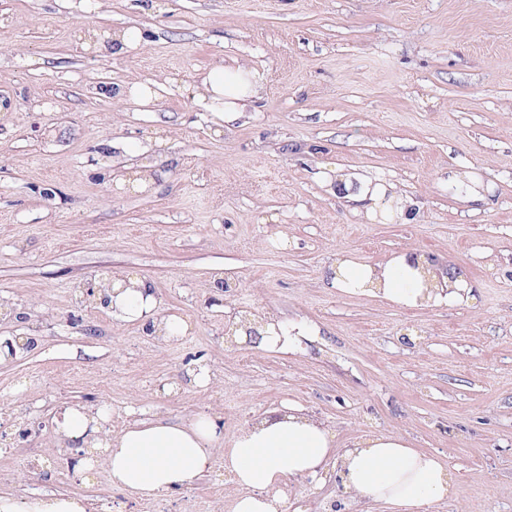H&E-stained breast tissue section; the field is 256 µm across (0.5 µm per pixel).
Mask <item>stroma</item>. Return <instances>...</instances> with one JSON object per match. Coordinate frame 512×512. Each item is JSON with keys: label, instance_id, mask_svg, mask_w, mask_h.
Masks as SVG:
<instances>
[{"label": "stroma", "instance_id": "stroma-1", "mask_svg": "<svg viewBox=\"0 0 512 512\" xmlns=\"http://www.w3.org/2000/svg\"><path fill=\"white\" fill-rule=\"evenodd\" d=\"M140 30L117 55L100 39ZM264 79L221 124L193 103L214 66ZM138 82L147 105L119 104ZM0 497L65 493L86 512H205L222 456L194 486L145 499L95 467L44 453L64 409L108 397L110 424L254 419L302 408L338 449L379 432L440 455L458 486L428 512H512V0H0ZM334 169L396 185L413 224L365 218L327 189ZM486 188L478 212L449 176ZM130 186L105 195L114 176ZM344 250L375 263L415 250L475 285L472 304L404 308L330 288ZM147 279L172 344L119 322L92 274ZM319 335L288 354L224 332L220 300ZM205 364L215 383H193ZM47 477H39V470ZM354 505L333 461L292 484L288 512Z\"/></svg>", "mask_w": 512, "mask_h": 512}]
</instances>
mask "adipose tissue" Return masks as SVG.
Returning a JSON list of instances; mask_svg holds the SVG:
<instances>
[{"label":"adipose tissue","mask_w":512,"mask_h":512,"mask_svg":"<svg viewBox=\"0 0 512 512\" xmlns=\"http://www.w3.org/2000/svg\"><path fill=\"white\" fill-rule=\"evenodd\" d=\"M261 91L258 71L237 60L213 67L195 102L204 111L222 113L229 122L249 111ZM326 182L336 195L363 204L368 219L391 214L409 223L420 217L415 201L395 185L343 173ZM330 270L331 287L379 296L406 308L452 307L473 299L466 278L437 276L434 264L415 251L375 264L343 252L335 255ZM111 307L119 319L144 322L153 316L158 300L149 281L135 278L113 297ZM102 430L100 416L79 408L64 413L61 432L71 445L104 449L111 481L143 498L193 486L210 470L215 449L225 448L224 467L245 490L234 512H287L286 497L272 495V488L313 474L336 447V435L325 423L290 407L244 428L229 445L223 421L206 416L187 424L136 422L107 438ZM336 476L350 498L382 502L396 512H424L457 493L449 467L394 434L356 442L342 456Z\"/></svg>","instance_id":"adipose-tissue-1"}]
</instances>
